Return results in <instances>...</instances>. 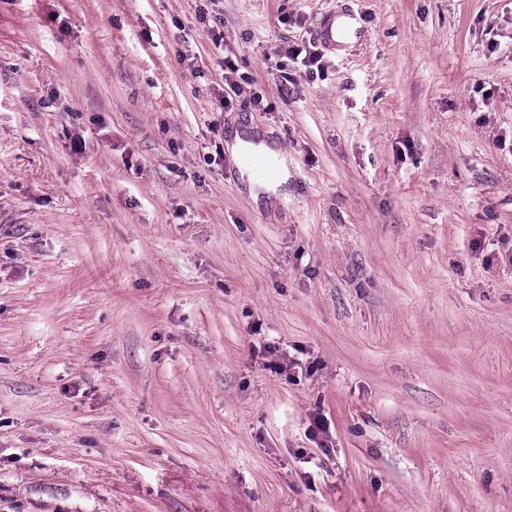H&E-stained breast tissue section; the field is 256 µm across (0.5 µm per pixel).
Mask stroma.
<instances>
[{"label": "stroma", "mask_w": 512, "mask_h": 512, "mask_svg": "<svg viewBox=\"0 0 512 512\" xmlns=\"http://www.w3.org/2000/svg\"><path fill=\"white\" fill-rule=\"evenodd\" d=\"M511 251L512 0H0V512H512ZM344 21L336 27V15L329 17L324 21L319 30L321 40L330 46H336V36L339 38L347 37L351 32H355L358 28L357 20L353 15H348ZM259 134L252 129H234L227 142L228 149L233 153L254 151L269 158L274 164V174L268 180H258L249 174L244 182L250 196L256 203L270 205L281 197L288 196V158L265 140H259Z\"/></svg>", "instance_id": "stroma-1"}]
</instances>
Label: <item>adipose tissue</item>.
Wrapping results in <instances>:
<instances>
[{
    "label": "adipose tissue",
    "instance_id": "adipose-tissue-1",
    "mask_svg": "<svg viewBox=\"0 0 512 512\" xmlns=\"http://www.w3.org/2000/svg\"><path fill=\"white\" fill-rule=\"evenodd\" d=\"M227 146L235 154L242 151L256 152L269 158L274 164V174L270 179L258 180L251 177L246 180L245 186L254 201H261L268 205L287 196L288 159L280 150L266 141L260 140L257 133L245 128L233 130Z\"/></svg>",
    "mask_w": 512,
    "mask_h": 512
}]
</instances>
